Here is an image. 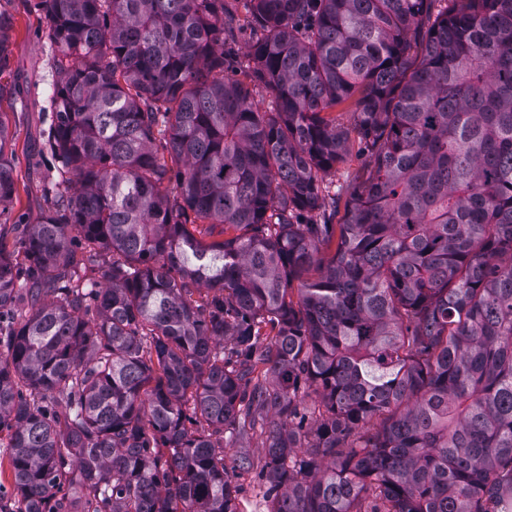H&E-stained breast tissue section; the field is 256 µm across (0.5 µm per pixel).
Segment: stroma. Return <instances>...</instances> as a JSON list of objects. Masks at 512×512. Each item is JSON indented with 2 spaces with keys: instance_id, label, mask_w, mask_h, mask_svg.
I'll use <instances>...</instances> for the list:
<instances>
[{
  "instance_id": "1",
  "label": "stroma",
  "mask_w": 512,
  "mask_h": 512,
  "mask_svg": "<svg viewBox=\"0 0 512 512\" xmlns=\"http://www.w3.org/2000/svg\"><path fill=\"white\" fill-rule=\"evenodd\" d=\"M224 5L235 14L242 28L237 42L230 46V67L225 72L226 78L234 81L243 78L250 64L247 56L251 39L250 16L241 0H224ZM0 10L13 17L10 63L0 73V112L8 116L17 187L12 203L0 213V224H12L21 219L33 222L50 205V199L44 193L43 177L45 166L53 162L44 147L54 120L53 76L48 65L52 49L45 38L47 20L35 8L33 0H0ZM244 454L250 457L252 468L237 479L241 487L236 500L237 510L266 512L265 494L270 484L262 473L263 449L251 442L225 449V463L235 466Z\"/></svg>"
}]
</instances>
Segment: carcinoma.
Returning <instances> with one entry per match:
<instances>
[{"label":"carcinoma","instance_id":"1","mask_svg":"<svg viewBox=\"0 0 512 512\" xmlns=\"http://www.w3.org/2000/svg\"><path fill=\"white\" fill-rule=\"evenodd\" d=\"M38 5L58 192L0 227V512H237L244 439L267 512H512V0H244L245 82L224 0ZM12 156L0 113V206ZM224 5L235 14L237 24L243 27L237 42L226 47V49L231 50L229 57L231 67L225 71V78L232 81L238 79L247 81L244 74L248 70V66L252 64L247 57L248 41L251 40L252 36L249 25L251 17L244 9L242 1L225 0ZM350 111L349 103H344L336 106L332 112V116H336V123L349 129V143L348 151L344 155V159L336 164L335 170L331 173L328 178H332L336 181V185H343L344 193L340 200V213L336 217V224L344 213V202L353 191L354 187L363 178H366L370 169L371 162L367 155L359 153V144L357 134L352 130V118L351 114L347 113ZM241 447L224 448V460L229 470L236 466L237 460L243 454H247L252 461V469L247 473H242L235 478L236 484L241 487L238 493L236 504L238 512H265L266 499L265 494L270 488V483L262 475L264 463V451L257 446L255 441L248 443L242 441Z\"/></svg>","mask_w":512,"mask_h":512}]
</instances>
